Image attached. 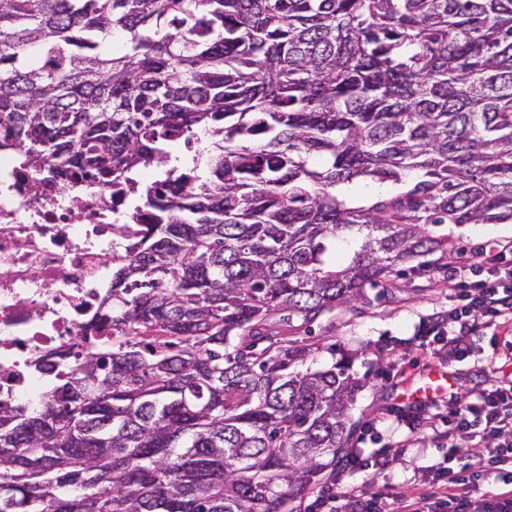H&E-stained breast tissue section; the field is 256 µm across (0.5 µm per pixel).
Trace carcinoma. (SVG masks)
Returning <instances> with one entry per match:
<instances>
[{
    "label": "carcinoma",
    "mask_w": 512,
    "mask_h": 512,
    "mask_svg": "<svg viewBox=\"0 0 512 512\" xmlns=\"http://www.w3.org/2000/svg\"><path fill=\"white\" fill-rule=\"evenodd\" d=\"M2 151L139 206L98 337L0 410V512H311L364 386L312 325L512 221V0H0ZM349 202L355 206L366 205L369 201L380 194V189L373 183H359L342 190Z\"/></svg>",
    "instance_id": "carcinoma-1"
}]
</instances>
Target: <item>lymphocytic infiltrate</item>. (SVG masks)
Masks as SVG:
<instances>
[{
  "label": "lymphocytic infiltrate",
  "mask_w": 512,
  "mask_h": 512,
  "mask_svg": "<svg viewBox=\"0 0 512 512\" xmlns=\"http://www.w3.org/2000/svg\"><path fill=\"white\" fill-rule=\"evenodd\" d=\"M453 298L447 314L428 320L422 337L437 342L436 354L449 362L469 357L479 337L498 334L512 326V240H495L474 261L459 264L448 279ZM438 401L405 408L391 406L387 420L405 424L411 434L427 433L441 441L449 434L482 449L480 470L460 475L452 466L432 468L435 498L406 497L393 502L344 493L343 512H431L433 503L450 512H512V387L491 383L470 399L450 397L448 416L438 420L430 412Z\"/></svg>",
  "instance_id": "1"
}]
</instances>
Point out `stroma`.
Masks as SVG:
<instances>
[{
	"label": "stroma",
	"mask_w": 512,
	"mask_h": 512,
	"mask_svg": "<svg viewBox=\"0 0 512 512\" xmlns=\"http://www.w3.org/2000/svg\"><path fill=\"white\" fill-rule=\"evenodd\" d=\"M428 230L448 237L453 248L445 263L455 267L481 250L489 239H512L511 224H432ZM395 295L368 289V302L359 312H340L313 327L314 335L337 345L359 349L353 369L366 383L357 395L353 419L356 423L378 421L377 432L365 436L359 449L362 457L379 451L394 456L392 467L376 475L363 469L344 470L339 483L343 490L372 497L381 493L396 497L412 492L428 466L453 456V465L469 474L481 465L477 449L459 437L428 447L410 436L405 426L395 428L380 421L387 407L412 404L418 390L445 374L448 391L465 397L485 384L483 371L491 358L512 352V336L499 335L484 341L473 356L462 362L440 364L417 334L423 322L448 308V278L442 272L408 275Z\"/></svg>",
	"instance_id": "35a3bbf8"
}]
</instances>
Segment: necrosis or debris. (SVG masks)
<instances>
[{
  "label": "necrosis or debris",
  "mask_w": 512,
  "mask_h": 512,
  "mask_svg": "<svg viewBox=\"0 0 512 512\" xmlns=\"http://www.w3.org/2000/svg\"><path fill=\"white\" fill-rule=\"evenodd\" d=\"M133 202L0 155V404L42 409L49 376L35 365L90 333Z\"/></svg>",
  "instance_id": "4bbe7bcc"
}]
</instances>
